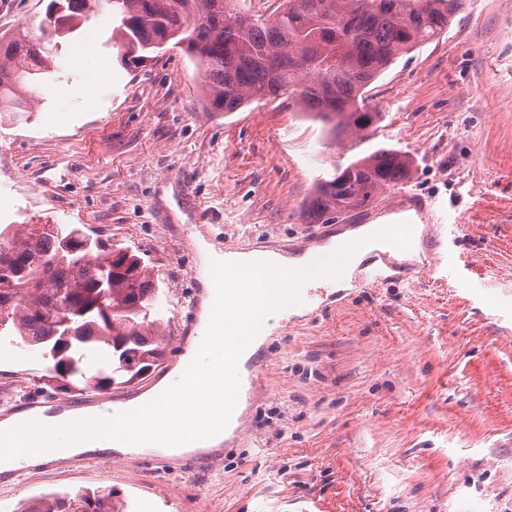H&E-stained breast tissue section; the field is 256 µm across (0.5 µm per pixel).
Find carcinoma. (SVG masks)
<instances>
[{
	"mask_svg": "<svg viewBox=\"0 0 512 512\" xmlns=\"http://www.w3.org/2000/svg\"><path fill=\"white\" fill-rule=\"evenodd\" d=\"M238 0H50L41 35L0 36V114L19 120L33 87L61 79L62 42L92 17L112 21L107 43L136 66L171 43L185 47L208 79L211 112H235L257 98L282 95L305 104L339 135L373 123L366 88L400 55L448 30L461 0H283L247 21ZM59 15L63 23L52 22ZM409 156L380 149L336 169L315 185L316 217L367 206L406 179ZM157 297L148 265L132 251L106 245L69 225H27L0 243V323L42 346L49 371L81 377L97 390L144 376L163 356L149 311ZM84 349L110 365L86 376ZM24 512H124L112 492L47 495Z\"/></svg>",
	"mask_w": 512,
	"mask_h": 512,
	"instance_id": "1",
	"label": "carcinoma"
}]
</instances>
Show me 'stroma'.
<instances>
[{"instance_id": "1", "label": "stroma", "mask_w": 512, "mask_h": 512, "mask_svg": "<svg viewBox=\"0 0 512 512\" xmlns=\"http://www.w3.org/2000/svg\"><path fill=\"white\" fill-rule=\"evenodd\" d=\"M49 0H0V33L37 37ZM90 20L61 83L0 121V228L68 224L139 255L177 366L200 322L204 239L287 252L386 218L458 224L448 276L317 300L255 353L262 379L215 449L0 473V512L105 490L125 512H512V0H463L448 31L368 88L380 118L332 136L297 103L206 109L200 67L170 48L136 67ZM389 148L408 178L366 207L310 217L316 176ZM0 326V413L34 398L50 360Z\"/></svg>"}]
</instances>
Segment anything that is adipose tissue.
<instances>
[{
	"label": "adipose tissue",
	"instance_id": "ef3b65f1",
	"mask_svg": "<svg viewBox=\"0 0 512 512\" xmlns=\"http://www.w3.org/2000/svg\"><path fill=\"white\" fill-rule=\"evenodd\" d=\"M386 221L344 230L323 244L284 255L254 251L239 262L246 275L234 279L246 304L217 314L218 284L205 279L200 332L189 344L172 380L109 412H65L48 417L35 410L0 420V472L34 466L48 458L94 451L128 452L165 448L178 455L212 448L232 434L226 417H240L242 406L224 391V364L244 367L275 328L281 314L295 313L298 290L317 281L344 283L376 243L398 234ZM242 330L238 343L227 332Z\"/></svg>",
	"mask_w": 512,
	"mask_h": 512
}]
</instances>
